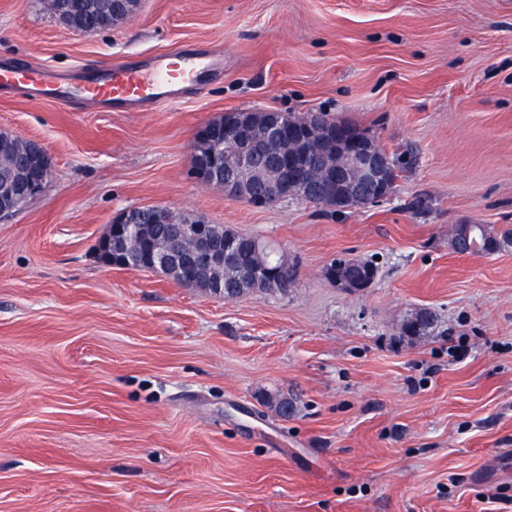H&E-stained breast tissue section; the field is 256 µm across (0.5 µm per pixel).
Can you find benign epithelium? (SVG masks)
Segmentation results:
<instances>
[{
    "label": "benign epithelium",
    "mask_w": 512,
    "mask_h": 512,
    "mask_svg": "<svg viewBox=\"0 0 512 512\" xmlns=\"http://www.w3.org/2000/svg\"><path fill=\"white\" fill-rule=\"evenodd\" d=\"M19 140L26 143L30 156L52 168L43 144L22 136ZM192 157L202 186L221 187L254 207L307 198L326 208L338 197L374 202L385 198L390 188L389 160L373 139L335 137L318 120L304 130H292L287 115L273 110L230 111L199 126L192 138ZM140 235L141 228L127 223L125 215L115 218L99 241L106 262L132 268ZM238 249L234 240L214 248L208 225L175 219L170 234L155 244L148 268L207 294L221 293L229 272L247 288L291 287L294 267L287 259H281L278 271L270 272L260 262L239 263ZM329 272L338 285L353 292L372 283L370 276L348 273L344 266H333Z\"/></svg>",
    "instance_id": "7a95c632"
}]
</instances>
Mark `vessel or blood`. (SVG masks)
Here are the masks:
<instances>
[{
  "mask_svg": "<svg viewBox=\"0 0 512 512\" xmlns=\"http://www.w3.org/2000/svg\"><path fill=\"white\" fill-rule=\"evenodd\" d=\"M222 63L221 56L206 52L160 54L143 69L108 67L75 82L40 69L0 66V91L21 89L43 100L85 98L105 107H135L179 99L197 84L202 71L218 68Z\"/></svg>",
  "mask_w": 512,
  "mask_h": 512,
  "instance_id": "obj_1",
  "label": "vessel or blood"
}]
</instances>
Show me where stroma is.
I'll return each instance as SVG.
<instances>
[{
	"mask_svg": "<svg viewBox=\"0 0 512 512\" xmlns=\"http://www.w3.org/2000/svg\"><path fill=\"white\" fill-rule=\"evenodd\" d=\"M178 47L224 64L157 108L0 93V131L53 158L0 217V512H512V247L449 246L453 225L512 224V0H142L92 35L0 0V63ZM239 109L369 129L400 160L391 193L338 213L201 186L192 133ZM147 205L276 245L296 288L227 301L102 262ZM338 258L374 282L329 280ZM414 308L436 328L402 335ZM342 264L347 262V265L349 264H359L364 265L365 267H369L376 273V266L373 265L371 262H361L357 260H342V259H336L332 264L334 263ZM331 264V265H332ZM336 264V266H332L329 269L331 277L336 281V283L343 288H347L350 291L357 292L361 291L363 288H367L371 283L372 280L369 275H362L357 276L353 273H347L346 268L344 266H339Z\"/></svg>",
	"mask_w": 512,
	"mask_h": 512,
	"instance_id": "1",
	"label": "stroma"
}]
</instances>
